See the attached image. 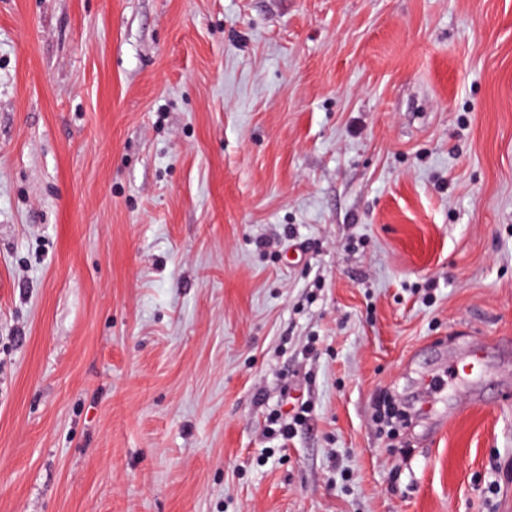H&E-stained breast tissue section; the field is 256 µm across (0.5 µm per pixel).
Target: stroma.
Masks as SVG:
<instances>
[{
	"label": "stroma",
	"mask_w": 512,
	"mask_h": 512,
	"mask_svg": "<svg viewBox=\"0 0 512 512\" xmlns=\"http://www.w3.org/2000/svg\"><path fill=\"white\" fill-rule=\"evenodd\" d=\"M0 512H512V0H0ZM308 414H310V407L306 402H301L298 406L297 412L292 417L293 423L290 421H288V423L283 421L281 415L278 413H270L267 417L268 431L272 435L281 436L283 444H285V442L293 435V426L303 422L308 417Z\"/></svg>",
	"instance_id": "35a3bbf8"
}]
</instances>
